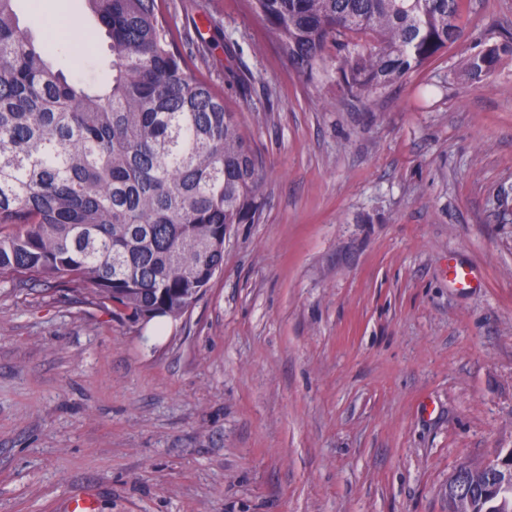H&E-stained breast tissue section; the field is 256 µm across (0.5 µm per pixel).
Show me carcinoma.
I'll use <instances>...</instances> for the list:
<instances>
[{"label": "carcinoma", "instance_id": "cac0c4a2", "mask_svg": "<svg viewBox=\"0 0 512 512\" xmlns=\"http://www.w3.org/2000/svg\"><path fill=\"white\" fill-rule=\"evenodd\" d=\"M112 51L96 90L49 61L0 0V280L65 277L132 323L177 319L224 266L234 224L255 222L262 165L224 96L173 48L157 0H88ZM309 78L332 68L367 98L462 35L463 0H246ZM336 47V56L328 53ZM512 34L466 59L473 78ZM505 475L465 468L449 512H505Z\"/></svg>", "mask_w": 512, "mask_h": 512}]
</instances>
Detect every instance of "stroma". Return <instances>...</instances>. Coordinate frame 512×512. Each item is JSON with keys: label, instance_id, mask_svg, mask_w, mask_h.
Returning <instances> with one entry per match:
<instances>
[{"label": "stroma", "instance_id": "stroma-1", "mask_svg": "<svg viewBox=\"0 0 512 512\" xmlns=\"http://www.w3.org/2000/svg\"><path fill=\"white\" fill-rule=\"evenodd\" d=\"M264 163L260 218L179 319L133 324L66 279L0 280V512H448L512 451V0L360 101L308 79L246 0H158ZM54 67L112 75L87 0H15ZM479 287L448 281V260ZM504 54H512V34H506L502 40L487 44L477 54L466 59L464 69L472 78L487 76L495 70Z\"/></svg>", "mask_w": 512, "mask_h": 512}]
</instances>
